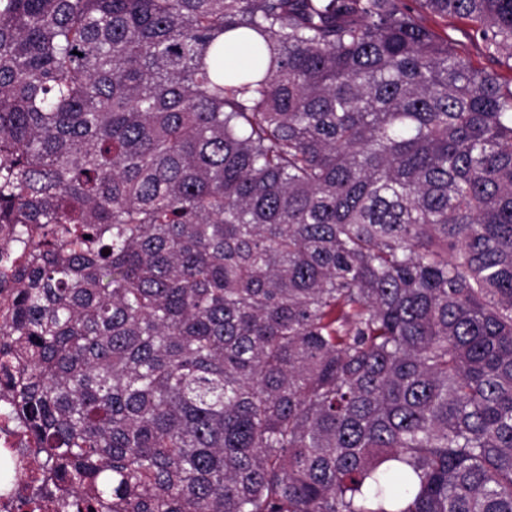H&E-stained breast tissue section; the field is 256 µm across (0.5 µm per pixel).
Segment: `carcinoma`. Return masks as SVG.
<instances>
[{"instance_id":"1","label":"carcinoma","mask_w":512,"mask_h":512,"mask_svg":"<svg viewBox=\"0 0 512 512\" xmlns=\"http://www.w3.org/2000/svg\"><path fill=\"white\" fill-rule=\"evenodd\" d=\"M0 233L66 512H512V78L407 0H0Z\"/></svg>"}]
</instances>
